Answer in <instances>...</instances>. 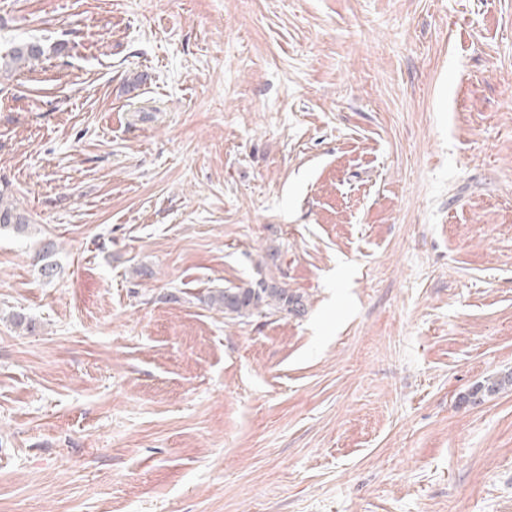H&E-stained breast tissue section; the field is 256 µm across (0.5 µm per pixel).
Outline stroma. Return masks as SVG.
<instances>
[{"label": "stroma", "mask_w": 512, "mask_h": 512, "mask_svg": "<svg viewBox=\"0 0 512 512\" xmlns=\"http://www.w3.org/2000/svg\"><path fill=\"white\" fill-rule=\"evenodd\" d=\"M21 39L0 512H512V388L467 399L512 370V0H0ZM265 276L304 313L204 302ZM43 55L42 47L31 41H22L15 44L5 55L0 53V78L3 74L13 70L34 66L35 62H39Z\"/></svg>", "instance_id": "obj_1"}]
</instances>
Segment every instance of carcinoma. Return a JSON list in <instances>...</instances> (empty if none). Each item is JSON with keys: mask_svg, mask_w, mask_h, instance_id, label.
Listing matches in <instances>:
<instances>
[{"mask_svg": "<svg viewBox=\"0 0 512 512\" xmlns=\"http://www.w3.org/2000/svg\"><path fill=\"white\" fill-rule=\"evenodd\" d=\"M43 55L42 47L31 41L15 44L6 54H0V77L16 69L33 66ZM26 217L8 201L7 191L0 188V230L23 234L28 230ZM204 303L230 318L250 317L254 314L276 312L298 313L303 307L300 297L272 278L260 279L244 288H226L210 293ZM512 386V372H501L484 380L472 391V396L482 398Z\"/></svg>", "mask_w": 512, "mask_h": 512, "instance_id": "1", "label": "carcinoma"}]
</instances>
